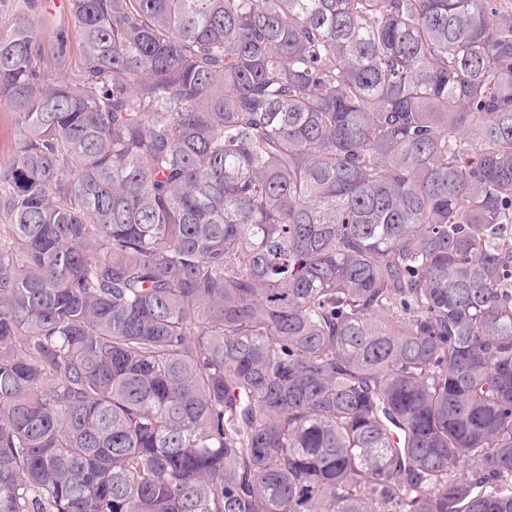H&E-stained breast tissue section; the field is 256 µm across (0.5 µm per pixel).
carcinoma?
Wrapping results in <instances>:
<instances>
[{"mask_svg":"<svg viewBox=\"0 0 512 512\" xmlns=\"http://www.w3.org/2000/svg\"><path fill=\"white\" fill-rule=\"evenodd\" d=\"M0 17V512H512V11ZM36 18L46 34L44 40V67L54 79H64L78 65L80 54L75 36L71 0H37ZM66 39L65 55L58 56L56 34ZM14 149V114L0 105V165L12 161Z\"/></svg>","mask_w":512,"mask_h":512,"instance_id":"carcinoma-1","label":"carcinoma"}]
</instances>
